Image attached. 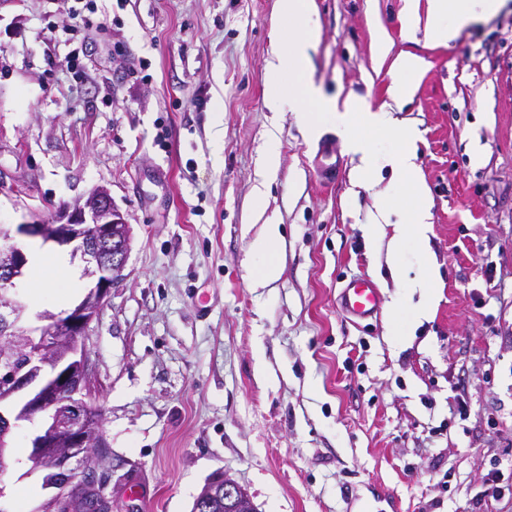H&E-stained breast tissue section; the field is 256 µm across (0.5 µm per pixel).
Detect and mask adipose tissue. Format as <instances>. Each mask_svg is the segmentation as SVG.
Returning a JSON list of instances; mask_svg holds the SVG:
<instances>
[{"mask_svg": "<svg viewBox=\"0 0 512 512\" xmlns=\"http://www.w3.org/2000/svg\"><path fill=\"white\" fill-rule=\"evenodd\" d=\"M505 4L506 0H429L432 43L448 45L464 26L496 15ZM281 10L290 21L293 34L267 63L271 109L276 111L285 105L302 108L303 126L311 135L317 132L321 122L337 123L343 132L346 152L359 158L352 178L360 186L369 185L375 167H390L412 197L409 221L396 225L393 248L401 250L408 239L425 242L431 205L411 134L403 133L399 149L392 154L378 156L372 151L374 137L390 130L395 124L394 113L402 111L410 101L413 80L422 66L421 58L412 53L396 58L393 68L401 73L402 79L390 88L387 103L379 108H371L351 96L342 101L326 96L312 77L311 53L321 36L312 18V0H282Z\"/></svg>", "mask_w": 512, "mask_h": 512, "instance_id": "ef3b65f1", "label": "adipose tissue"}]
</instances>
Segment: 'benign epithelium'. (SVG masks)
Segmentation results:
<instances>
[{
    "mask_svg": "<svg viewBox=\"0 0 512 512\" xmlns=\"http://www.w3.org/2000/svg\"><path fill=\"white\" fill-rule=\"evenodd\" d=\"M19 237L72 246V257L79 259L84 275L92 281L72 308L43 315L47 324L37 336L24 327L25 305L16 292V282L28 262ZM129 249V225L103 187L92 189L84 200L59 211L48 222L0 226V335L19 337L21 350L28 356L25 369L8 372L7 384L0 389V402L18 396L24 402L11 418L0 413V425L12 431L21 421L48 414L47 426L57 438L50 443L37 436L32 447L57 449L60 467L83 459V467L70 471V480L92 481L102 490L105 486L89 458L104 460L108 441L101 410L93 398L86 338L112 288L125 278ZM60 343L69 346L64 356L56 353ZM219 483L223 484L226 507L249 496L247 489L232 479Z\"/></svg>",
    "mask_w": 512,
    "mask_h": 512,
    "instance_id": "obj_1",
    "label": "benign epithelium"
}]
</instances>
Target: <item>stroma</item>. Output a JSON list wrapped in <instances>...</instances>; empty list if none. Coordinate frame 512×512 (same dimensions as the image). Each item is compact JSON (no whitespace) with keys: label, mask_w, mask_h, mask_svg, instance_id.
Segmentation results:
<instances>
[{"label":"stroma","mask_w":512,"mask_h":512,"mask_svg":"<svg viewBox=\"0 0 512 512\" xmlns=\"http://www.w3.org/2000/svg\"><path fill=\"white\" fill-rule=\"evenodd\" d=\"M407 0H314V80L371 107L398 80L392 57H421L413 100L373 149L413 130L432 201L425 245L393 278L366 233L377 195L407 204L390 168L352 185L313 169L308 136L273 112L265 64L288 40L281 0H0V225L50 217L107 188L130 228L124 280L86 339L110 452L97 468L111 512H192L224 474L257 512H470L512 448V0L446 46L407 41ZM390 59L377 58L380 40ZM80 50L83 70L69 69ZM279 161L263 175L268 133ZM164 144H157V134ZM281 237L254 254L266 225ZM439 274L428 317L410 281ZM276 282L258 287L265 258ZM381 289L359 325L336 305L345 277ZM91 286L17 291L25 326L73 307ZM465 414H458V405ZM41 419L16 430L0 512L49 497L30 469ZM139 486L143 505L129 489Z\"/></svg>","instance_id":"1"}]
</instances>
